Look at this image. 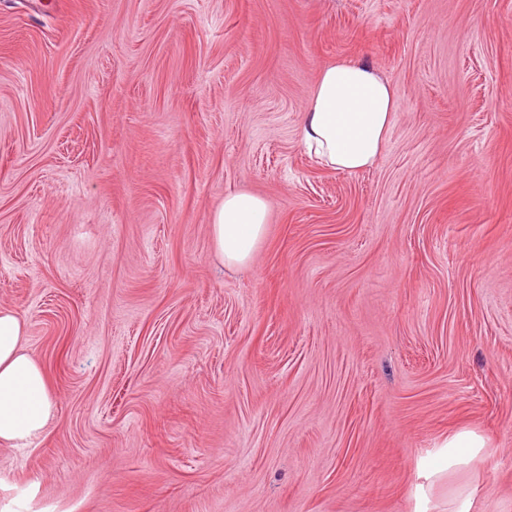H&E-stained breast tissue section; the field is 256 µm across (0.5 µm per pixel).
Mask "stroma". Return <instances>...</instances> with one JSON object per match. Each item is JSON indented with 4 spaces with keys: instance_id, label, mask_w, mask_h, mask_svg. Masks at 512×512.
<instances>
[{
    "instance_id": "obj_1",
    "label": "stroma",
    "mask_w": 512,
    "mask_h": 512,
    "mask_svg": "<svg viewBox=\"0 0 512 512\" xmlns=\"http://www.w3.org/2000/svg\"><path fill=\"white\" fill-rule=\"evenodd\" d=\"M341 59L395 90L365 171L300 141ZM0 306L56 401L0 512H512V0H0ZM268 214V204L259 195L237 191L224 196L211 215L210 231L214 251L225 266L251 262L265 238ZM488 440L470 430H458L444 439L440 448L447 461L448 474L481 460L487 454Z\"/></svg>"
}]
</instances>
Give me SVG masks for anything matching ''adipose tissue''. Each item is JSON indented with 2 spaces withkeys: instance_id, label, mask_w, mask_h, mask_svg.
Returning <instances> with one entry per match:
<instances>
[{
  "instance_id": "1",
  "label": "adipose tissue",
  "mask_w": 512,
  "mask_h": 512,
  "mask_svg": "<svg viewBox=\"0 0 512 512\" xmlns=\"http://www.w3.org/2000/svg\"><path fill=\"white\" fill-rule=\"evenodd\" d=\"M396 111L390 83L363 60L324 65L302 113L300 138L321 167L357 172L380 158ZM269 208L247 191L226 194L212 213L214 251L224 265L251 262L263 242ZM27 322L16 311L0 307V445L19 448L43 433L56 403L41 364L26 346ZM442 453L449 471L481 460L487 439L470 429L444 439Z\"/></svg>"
}]
</instances>
